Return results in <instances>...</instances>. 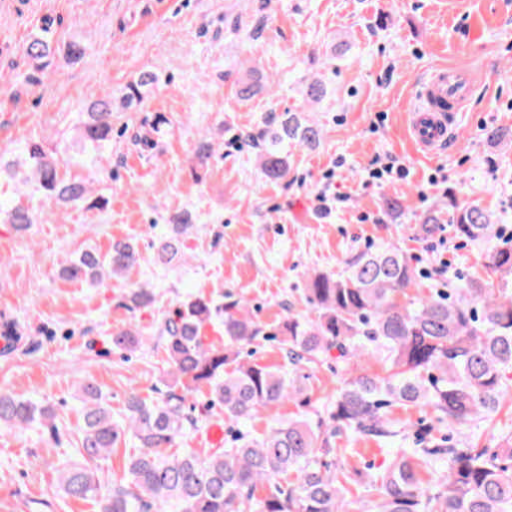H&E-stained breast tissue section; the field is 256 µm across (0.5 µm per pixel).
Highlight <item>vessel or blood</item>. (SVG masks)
I'll return each instance as SVG.
<instances>
[{
    "mask_svg": "<svg viewBox=\"0 0 512 512\" xmlns=\"http://www.w3.org/2000/svg\"><path fill=\"white\" fill-rule=\"evenodd\" d=\"M474 91L471 73L453 66L437 68L423 81L407 114L409 138L421 153L434 156L447 148Z\"/></svg>",
    "mask_w": 512,
    "mask_h": 512,
    "instance_id": "b4317fda",
    "label": "vessel or blood"
}]
</instances>
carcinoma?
I'll use <instances>...</instances> for the list:
<instances>
[{"label": "carcinoma", "instance_id": "1", "mask_svg": "<svg viewBox=\"0 0 512 512\" xmlns=\"http://www.w3.org/2000/svg\"><path fill=\"white\" fill-rule=\"evenodd\" d=\"M53 22L43 19L40 34L24 47L37 69L53 51ZM157 77L143 71L114 95L91 102L74 127L82 153L101 162L112 146L114 107L141 110ZM323 79L307 80L303 97L316 104L326 96ZM322 128L300 112L270 117L256 136L263 178L288 176V151L314 146ZM30 184L53 206L88 203L102 208L107 200L80 180L60 175L57 152L39 140H29L15 157L0 154V178ZM450 224L462 241L487 245L486 265L512 276V239L493 222L490 211L474 202L460 203L448 194ZM42 220V213L22 203L0 202V223L25 231ZM191 215L169 217L159 237L156 260L169 265L180 257ZM138 259L136 246L114 240L106 252L89 248L62 267L74 282H98L118 276ZM420 277L410 255L392 244H380L354 254L338 273H318L307 279L305 291L314 316L290 314L275 335L288 360V369H271L241 358V350L264 335L261 324L245 312L244 296L224 293V304L186 296L165 317L160 332L176 381L187 391L205 389L210 402L224 407V416L239 422L259 409L286 399L309 404L307 382L311 366L331 357L351 362L379 354L387 367L382 375L359 373L343 381L336 401L316 423L304 417L280 424L253 439L237 438L228 447L204 455L192 448L170 451L186 426L196 420L185 415V396L171 391L160 402L133 392L121 419L103 405L98 385L84 381L83 425L75 452L80 464L64 467L59 488L65 497L93 500L99 512H512V438L489 451L468 445L445 448H397L384 471L370 476V499H345L350 471H331L323 457L335 451L336 437L348 430L374 437L392 435L385 408L428 406L448 426H461L480 414L497 410L512 379V290L509 283L491 288L480 280L464 279L415 299L407 289ZM155 300L152 290L129 294L135 307ZM223 320L224 345H207L203 329ZM112 348L132 351L140 337L127 329L112 333ZM48 415V408L31 399L0 393V430L24 428ZM127 440L124 476L110 485L99 477L100 462ZM442 461L448 477L429 494L420 471ZM295 474L292 482L285 481ZM270 492L254 496L257 484Z\"/></svg>", "mask_w": 512, "mask_h": 512}]
</instances>
